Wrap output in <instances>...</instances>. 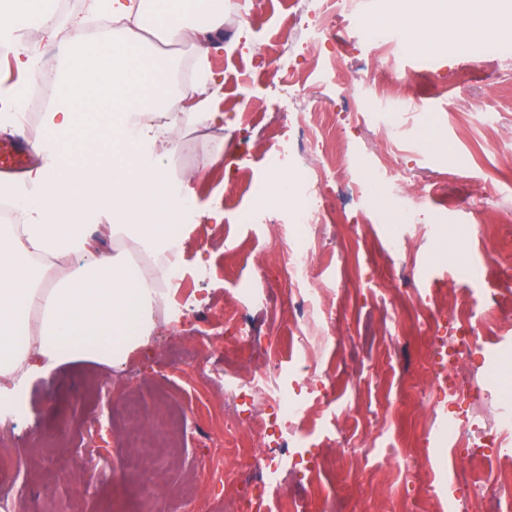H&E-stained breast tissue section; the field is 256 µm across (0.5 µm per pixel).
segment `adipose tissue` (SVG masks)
<instances>
[{
  "mask_svg": "<svg viewBox=\"0 0 512 512\" xmlns=\"http://www.w3.org/2000/svg\"><path fill=\"white\" fill-rule=\"evenodd\" d=\"M506 0H468L452 30L405 10L396 21L374 19L381 32L397 26L411 48L428 50L475 36L494 42L486 23ZM53 0H0V55L30 72L34 59L19 44L17 16H43ZM89 10L121 22L117 39L80 36V20L67 47L68 71L59 78L62 107L44 116L35 148L40 166L18 191L0 181L24 214L22 224L0 225V376L49 375L57 366L93 360L126 362L147 342L153 290L124 251L107 255L88 247V216L105 219L113 234L135 232L149 250L168 253L166 275L180 270L178 246L193 230L183 221L189 203L177 191L155 153L162 127L137 122L163 108L171 72L144 43V30L190 33L200 56L220 50L213 33L224 24L223 0H89ZM72 257L77 266L64 282L47 286L45 262Z\"/></svg>",
  "mask_w": 512,
  "mask_h": 512,
  "instance_id": "obj_1",
  "label": "adipose tissue"
}]
</instances>
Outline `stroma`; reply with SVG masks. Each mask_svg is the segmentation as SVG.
Returning a JSON list of instances; mask_svg holds the SVG:
<instances>
[{
    "mask_svg": "<svg viewBox=\"0 0 512 512\" xmlns=\"http://www.w3.org/2000/svg\"><path fill=\"white\" fill-rule=\"evenodd\" d=\"M244 21L224 2L223 41L210 72L224 82L221 160L201 164L207 146L193 139L203 122L195 98L174 87L185 129L157 144L172 181L196 190L186 223V267L172 280L169 310L154 315L149 343L118 368L73 361L17 388L0 411V455L19 473L0 481V500L25 498L31 512H225L209 475L240 478L242 498L295 502L296 512H477L466 493L448 498V480L475 452L471 425L512 418V298L497 255H512V38L466 49H410L395 30L370 22L390 15L389 0H360L336 21L328 46L308 43L306 23L325 0H251ZM301 26H292L293 16ZM295 77L303 94L283 97ZM406 113L395 133L368 109L378 95ZM304 113L327 139L343 136L362 162L357 176L327 170L320 193L298 213L255 207L253 187L281 174L314 175L309 157L280 160ZM332 224H310L322 201ZM288 245L312 250L311 281L335 321L326 345L291 347L294 297L285 279L279 224ZM483 316V353L461 364V380L480 386L478 404L429 407L422 391L448 357L427 316L454 317L456 299ZM234 351L239 366L224 365ZM275 368L279 426L295 430L293 464L256 471L250 463L256 423L268 408L252 400L249 380ZM147 410L183 411L178 453L163 461L160 500L143 504L133 478H118L124 450V396ZM310 405L296 421L292 403Z\"/></svg>",
    "mask_w": 512,
    "mask_h": 512,
    "instance_id": "stroma-1",
    "label": "stroma"
}]
</instances>
